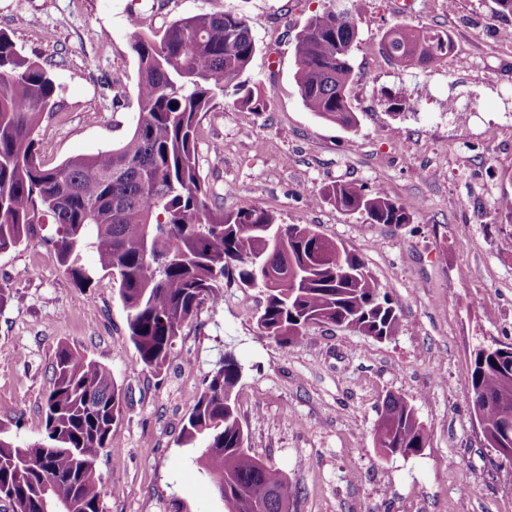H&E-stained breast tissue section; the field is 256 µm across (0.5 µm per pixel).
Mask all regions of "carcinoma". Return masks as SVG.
Listing matches in <instances>:
<instances>
[{
	"label": "carcinoma",
	"mask_w": 512,
	"mask_h": 512,
	"mask_svg": "<svg viewBox=\"0 0 512 512\" xmlns=\"http://www.w3.org/2000/svg\"><path fill=\"white\" fill-rule=\"evenodd\" d=\"M359 20L356 0H346L341 11L315 13L293 48L303 105L347 129L356 126L349 85ZM142 22L140 15L131 21L136 126L123 143L54 168L38 162L35 133L53 105L55 84L0 31V252L51 224L54 233L45 241L73 284L92 285L94 271L82 263L87 250L99 269L117 272L136 370L161 372L182 328L202 305L224 300L226 283L262 290L258 328L284 346L301 342L309 326L326 323L380 340L393 336L396 308L356 253L343 246L338 256L335 240L309 224H283L262 208L226 214L209 206L198 166V114L219 93L253 112L266 106L261 89L240 80L257 51L246 20L225 9L177 19L151 34L142 32ZM386 37L384 56L403 69L432 67L453 48L448 33L404 23ZM309 202L362 212L373 224L412 220L381 186L366 190L336 181L309 195ZM241 377L237 359L225 355L205 381L180 444L197 449L199 470L221 501L236 502L237 512H287L288 480L246 447L233 397ZM465 389L491 399L472 411L485 446L504 447L500 415L512 409V344L476 349ZM123 411L122 388L111 370L60 346L45 403V438L19 446L0 428V500L12 512H103L114 488L96 463ZM373 441L387 454L399 448L415 453L428 436L415 406L389 393Z\"/></svg>",
	"instance_id": "1"
}]
</instances>
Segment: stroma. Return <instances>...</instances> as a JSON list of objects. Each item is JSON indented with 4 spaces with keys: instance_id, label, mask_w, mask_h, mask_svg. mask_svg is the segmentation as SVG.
Returning <instances> with one entry per match:
<instances>
[{
    "instance_id": "obj_1",
    "label": "stroma",
    "mask_w": 512,
    "mask_h": 512,
    "mask_svg": "<svg viewBox=\"0 0 512 512\" xmlns=\"http://www.w3.org/2000/svg\"><path fill=\"white\" fill-rule=\"evenodd\" d=\"M332 0H0V31L55 83L37 131L52 168L123 141L136 124L130 13L145 30L229 9L257 52L243 78L266 93L252 112L220 96L197 116L200 174L213 205L256 206L310 224L360 256L388 293L400 326L379 340L312 326L284 347L261 336L258 289L228 285L178 337L162 372H131L135 356L116 275L72 284L51 245L0 252V427L20 445L45 434L43 405L58 346L107 366L127 396L112 446L98 460L118 491L103 512H228L180 445L187 415L225 354L243 366L235 389L252 455L288 478L293 512H512L505 463L486 448L464 382L476 348L512 343V15L492 0H362L349 88L356 129L317 117L294 80L293 43ZM449 33L452 55L402 69L381 53L395 24ZM406 98L390 111L381 90ZM347 181L383 186L412 214L400 226L307 194ZM396 392L428 433L418 455L383 456L377 406Z\"/></svg>"
}]
</instances>
